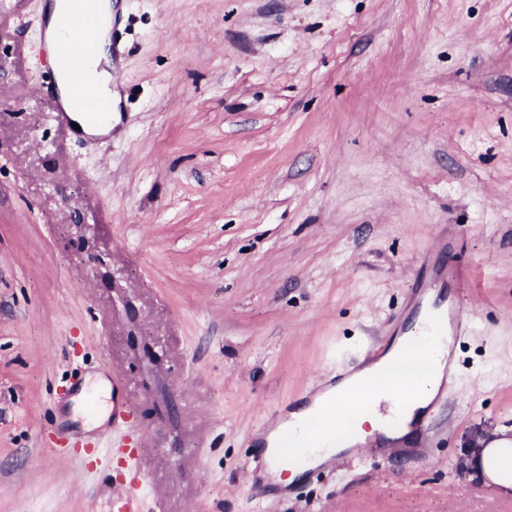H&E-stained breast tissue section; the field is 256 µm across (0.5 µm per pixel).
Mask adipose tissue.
Returning a JSON list of instances; mask_svg holds the SVG:
<instances>
[{"label":"adipose tissue","instance_id":"ef3b65f1","mask_svg":"<svg viewBox=\"0 0 512 512\" xmlns=\"http://www.w3.org/2000/svg\"><path fill=\"white\" fill-rule=\"evenodd\" d=\"M100 15L103 24L97 35L99 51L88 68L87 76L91 84L108 94L112 91V59L108 50L112 17L110 0H101ZM445 367L444 353L437 346L417 336H402L380 361L320 394V402L329 411L325 425H318L312 407L301 408L279 423L269 436V444L271 448H278L289 430L302 426L312 434L318 429H325L328 442L317 453L322 460L367 443L377 442L387 447L404 445L414 437V425L388 430L380 413L353 407L352 391L367 389L377 393H395L411 400L413 407H423L430 402L433 388L443 380ZM475 467L497 486L501 495L512 494V438L493 439L481 449Z\"/></svg>","mask_w":512,"mask_h":512}]
</instances>
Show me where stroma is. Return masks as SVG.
I'll return each instance as SVG.
<instances>
[{"label":"stroma","instance_id":"35a3bbf8","mask_svg":"<svg viewBox=\"0 0 512 512\" xmlns=\"http://www.w3.org/2000/svg\"><path fill=\"white\" fill-rule=\"evenodd\" d=\"M112 131L55 118L45 0H0V512H106L115 467L54 451L135 407L146 512H512L474 478L512 437V0H112ZM472 315L445 425L292 495L254 441L399 336L434 272Z\"/></svg>","mask_w":512,"mask_h":512}]
</instances>
